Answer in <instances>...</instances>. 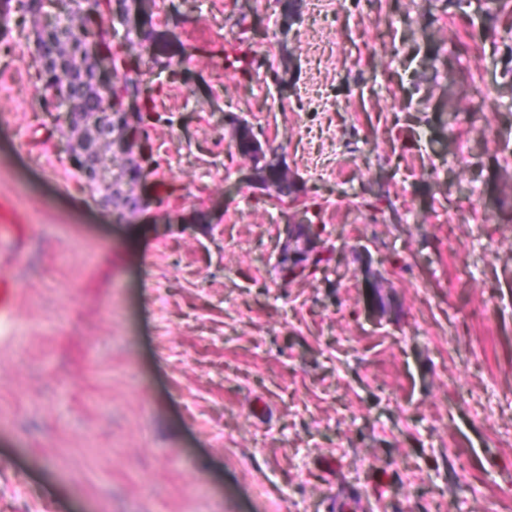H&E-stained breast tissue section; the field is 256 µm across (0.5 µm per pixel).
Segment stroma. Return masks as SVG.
<instances>
[{
    "instance_id": "obj_1",
    "label": "stroma",
    "mask_w": 512,
    "mask_h": 512,
    "mask_svg": "<svg viewBox=\"0 0 512 512\" xmlns=\"http://www.w3.org/2000/svg\"><path fill=\"white\" fill-rule=\"evenodd\" d=\"M158 2L112 22L150 93L121 221L29 94L33 16L0 33V512H512V10L332 0L317 44L314 0ZM242 124L295 196L240 183ZM0 253L3 259L7 254L12 260L18 259L23 250L25 238L24 224H18L16 217L4 209L0 203ZM18 288L14 280L4 276L0 277V321L11 318L18 303Z\"/></svg>"
}]
</instances>
